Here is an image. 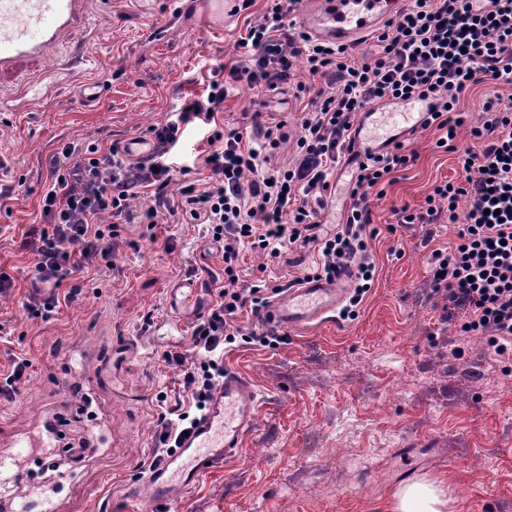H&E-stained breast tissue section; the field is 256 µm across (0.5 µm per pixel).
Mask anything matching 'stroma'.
I'll return each instance as SVG.
<instances>
[{
	"label": "stroma",
	"instance_id": "35a3bbf8",
	"mask_svg": "<svg viewBox=\"0 0 512 512\" xmlns=\"http://www.w3.org/2000/svg\"><path fill=\"white\" fill-rule=\"evenodd\" d=\"M248 14L225 13L216 27L203 0H86L88 23L63 38L51 56L24 64L35 95L13 93L0 111V270L13 288L0 295V379L13 360L30 363L12 401L0 400V438L30 428L71 377L83 352L103 370L98 401L112 433L106 465L82 464L75 480L36 482L34 493H57L63 512H134L128 483L147 472L158 445L160 398L190 403L179 370L165 351L192 354L201 312L176 304L175 289L202 284L203 303L224 279L219 244L197 224H122L107 261L74 272L78 299L48 319L27 314L35 277L27 233L39 219V198L50 182L49 159L62 144H121L147 135L210 79V65L227 59ZM110 23H100L101 14ZM93 51L78 56L85 43ZM303 61L288 81L257 94L229 89L223 119L241 126L260 112L263 122H287L296 134L306 104ZM99 83L94 104L80 93ZM434 129L406 139L414 162L394 174L384 195L370 194L369 246L375 281L354 317L340 315L291 328L274 348L243 344L225 353L224 368L248 377L257 416L241 453L178 494L161 512H389L393 492L420 479L443 483L453 512H512V360L497 357L479 336L460 337L443 300L428 298V258L449 248L456 232L396 227L394 212L417 210L433 185L459 179V154L472 147L461 130L451 151L436 148ZM355 170L332 174L335 191L320 212L317 241L294 244L271 258L244 252L241 278L269 286L301 280L320 258L319 240L345 224ZM184 328L172 331L171 319Z\"/></svg>",
	"mask_w": 512,
	"mask_h": 512
}]
</instances>
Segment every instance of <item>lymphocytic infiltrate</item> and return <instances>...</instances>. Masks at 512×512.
<instances>
[{
  "mask_svg": "<svg viewBox=\"0 0 512 512\" xmlns=\"http://www.w3.org/2000/svg\"><path fill=\"white\" fill-rule=\"evenodd\" d=\"M299 5L300 0H272L260 20L247 24L228 61L212 67V80L193 104L150 128L162 152L149 164L132 165L116 147L100 142L83 149L65 144L49 161L41 222L29 239L38 279L51 289L29 294L25 308L32 317H47L60 302L76 299L82 288L69 283V276L108 257L106 240L118 225L137 220L155 225L163 215L178 214L224 245V281L218 301L194 327V359L177 351L164 354L169 365L181 369L192 398L189 407L178 404L159 414L164 448H174L206 412L224 379V349L242 333L238 315H257L269 306L271 290L264 280L241 282L243 251L276 258L317 228L329 177L354 123L375 103L427 101L424 124L438 132L437 147L451 148L464 126L478 143V150H467L462 158L460 181L434 186L422 209L404 207L396 216L401 224L457 225L455 246L431 254V292L449 309L463 310L457 335L485 337L494 355L512 359V94L497 90L512 85V0H410L398 19L376 32V51L360 54L296 30L292 16ZM299 58L309 77L321 78L325 86L300 120L292 162L276 165L274 152L289 138L283 124L256 120L247 136L221 124L218 115L227 82L244 92L272 89L287 81ZM486 81L495 88L479 121L467 123L458 109L460 96ZM189 123L204 131L208 149L202 163L209 175L178 187L175 172L187 175L192 167L174 170L164 149L177 144ZM410 161L399 142L361 162L346 222L323 242L315 274L332 283L353 272L357 285L351 305L361 302L374 279L366 241L367 195ZM143 191L153 192L157 205L137 217L131 201ZM105 214L112 224H101Z\"/></svg>",
  "mask_w": 512,
  "mask_h": 512,
  "instance_id": "lymphocytic-infiltrate-1",
  "label": "lymphocytic infiltrate"
}]
</instances>
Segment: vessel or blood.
Segmentation results:
<instances>
[{
	"instance_id": "vessel-or-blood-1",
	"label": "vessel or blood",
	"mask_w": 512,
	"mask_h": 512,
	"mask_svg": "<svg viewBox=\"0 0 512 512\" xmlns=\"http://www.w3.org/2000/svg\"><path fill=\"white\" fill-rule=\"evenodd\" d=\"M84 0H0V75L17 72L21 62L47 56L62 38L86 22ZM396 0H305L299 19L303 32L321 42L357 46L395 10ZM424 104H412L407 112L361 113L358 131L346 149V159L356 163L366 153L390 148L413 135L423 120ZM123 153L144 162L159 151L158 144L137 136L124 141ZM342 300L340 288L324 281L308 280L290 289L264 317L281 326H304L335 312ZM257 394L244 376L228 372L214 393L207 412L181 436L177 448L165 453L142 480L126 488L129 501L164 503L175 494L195 487L200 480L238 453L244 435L253 427ZM47 448L72 446L63 435L61 415L54 410L34 422ZM30 443L27 433L17 434L0 448V484L21 488L32 484L31 469L23 461ZM7 512H61L51 497L33 500L15 496L7 500Z\"/></svg>"
}]
</instances>
